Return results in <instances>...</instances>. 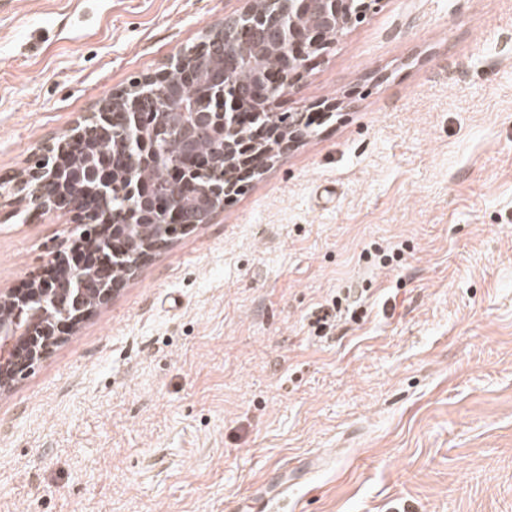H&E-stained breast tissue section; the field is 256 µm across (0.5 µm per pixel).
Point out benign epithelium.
Here are the masks:
<instances>
[{"label": "benign epithelium", "instance_id": "benign-epithelium-1", "mask_svg": "<svg viewBox=\"0 0 512 512\" xmlns=\"http://www.w3.org/2000/svg\"><path fill=\"white\" fill-rule=\"evenodd\" d=\"M380 0H246L244 9L208 31L233 34L224 52V70L207 77L196 52L187 49L166 66L134 81L116 100H101L98 110L77 119L69 131L42 148L25 175L0 179L10 202L35 214H71L86 227L81 252L64 242L50 251L47 270L20 288L0 291V390L35 369L62 337L95 309L108 304L139 266L176 237L209 224L224 202L257 178L268 163L265 140L278 139L286 152L308 130L306 112H280V99L304 78L312 61L334 40L364 20ZM257 54L280 55L288 64L275 75L242 72ZM224 99L219 112L196 111L195 100L211 94ZM173 98L180 108L147 114L150 100ZM275 113V128H251V114ZM221 144L201 160L194 143L201 135ZM180 152L163 164L161 143ZM160 168L154 188L137 171ZM165 190L167 200L157 197ZM126 196L124 210L111 207L115 192ZM150 224L154 237L137 233ZM126 259L123 273L106 254ZM93 290L94 304L85 294Z\"/></svg>", "mask_w": 512, "mask_h": 512}]
</instances>
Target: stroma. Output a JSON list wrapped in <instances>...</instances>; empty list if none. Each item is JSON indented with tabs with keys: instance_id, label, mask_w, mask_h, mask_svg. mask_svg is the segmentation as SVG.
<instances>
[{
	"instance_id": "1",
	"label": "stroma",
	"mask_w": 512,
	"mask_h": 512,
	"mask_svg": "<svg viewBox=\"0 0 512 512\" xmlns=\"http://www.w3.org/2000/svg\"><path fill=\"white\" fill-rule=\"evenodd\" d=\"M241 6L0 0V178ZM329 103L0 392V512H512V0H380ZM74 236L0 209V289ZM351 290V289H350ZM348 290L344 296V298H336L335 303L332 308H327L321 310L322 315H318L315 323L317 325V330H325L329 327V323L334 319L336 321L337 317H341L343 312L348 313L350 309H352L353 304L356 303L357 300L354 299L355 295L352 291ZM353 299V300H351ZM344 303V309H342Z\"/></svg>"
}]
</instances>
